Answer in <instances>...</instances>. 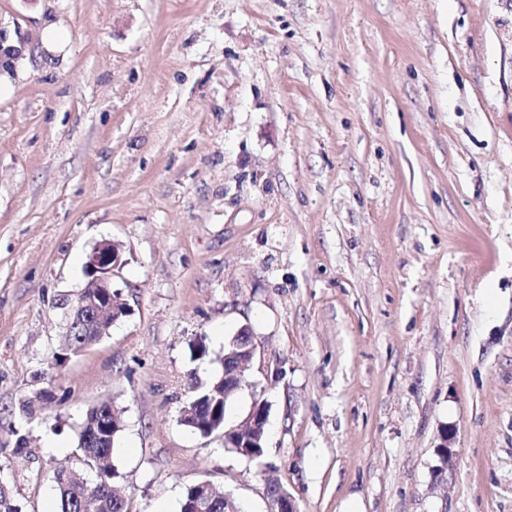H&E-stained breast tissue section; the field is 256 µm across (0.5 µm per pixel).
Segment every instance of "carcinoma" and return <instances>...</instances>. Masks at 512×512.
Returning a JSON list of instances; mask_svg holds the SVG:
<instances>
[{
	"instance_id": "obj_1",
	"label": "carcinoma",
	"mask_w": 512,
	"mask_h": 512,
	"mask_svg": "<svg viewBox=\"0 0 512 512\" xmlns=\"http://www.w3.org/2000/svg\"><path fill=\"white\" fill-rule=\"evenodd\" d=\"M102 340L100 336H67L65 353L54 355L56 363ZM224 388L221 377L193 390L192 399L207 400L214 392ZM112 427V405L101 403L89 409L78 436L77 465L57 473L55 481L59 496V512H128L124 497L115 489L118 472L109 463L113 453L115 435ZM96 471L94 489L87 488L84 470ZM0 512H21L8 480L0 477Z\"/></svg>"
}]
</instances>
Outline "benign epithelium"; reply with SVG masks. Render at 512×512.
I'll list each match as a JSON object with an SVG mask.
<instances>
[{"instance_id": "7a95c632", "label": "benign epithelium", "mask_w": 512, "mask_h": 512, "mask_svg": "<svg viewBox=\"0 0 512 512\" xmlns=\"http://www.w3.org/2000/svg\"><path fill=\"white\" fill-rule=\"evenodd\" d=\"M31 55V47L26 38L19 32H10L0 21V76L15 77L18 70ZM123 265L122 255L115 245L107 240L98 242L86 256L85 270L87 281L77 294L69 301L66 317L72 332L80 336H92L98 332L100 313L109 310L117 313L115 295L112 294V276ZM236 354L224 356V380L237 386L238 390L253 387V383L233 367ZM269 417V404L263 400L251 406L245 419L236 428L225 429L224 416L219 407L200 406L191 425L203 434L217 431L224 435L239 433L244 429L251 431V437L243 440L241 449L250 453V449L258 446L259 440L265 436ZM268 512H297L295 499L288 489L282 485H269L266 489Z\"/></svg>"}]
</instances>
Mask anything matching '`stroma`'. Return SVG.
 <instances>
[{
	"mask_svg": "<svg viewBox=\"0 0 512 512\" xmlns=\"http://www.w3.org/2000/svg\"><path fill=\"white\" fill-rule=\"evenodd\" d=\"M0 21L33 49L0 98L23 512L56 508L103 402L128 512H181L200 481L267 512L273 480L298 512H512V0H0ZM102 240L129 313L55 364ZM244 326L258 460L181 423Z\"/></svg>",
	"mask_w": 512,
	"mask_h": 512,
	"instance_id": "1",
	"label": "stroma"
}]
</instances>
